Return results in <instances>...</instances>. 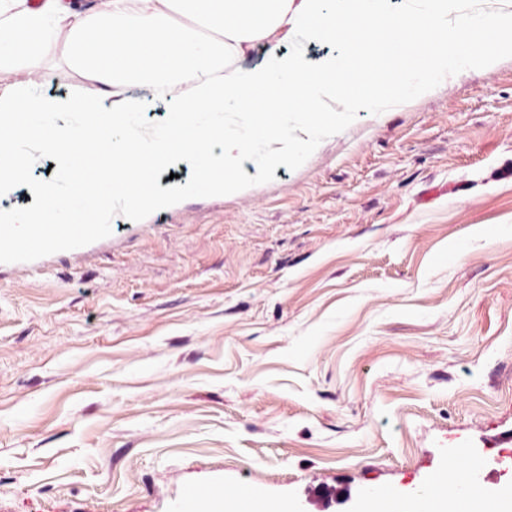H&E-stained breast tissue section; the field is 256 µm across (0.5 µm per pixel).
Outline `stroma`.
I'll return each instance as SVG.
<instances>
[{
	"label": "stroma",
	"instance_id": "obj_1",
	"mask_svg": "<svg viewBox=\"0 0 512 512\" xmlns=\"http://www.w3.org/2000/svg\"><path fill=\"white\" fill-rule=\"evenodd\" d=\"M52 59L40 91L98 95ZM239 176L0 264V512H360L461 448L512 495V53ZM207 484L192 485L187 489L188 512H235L231 500L224 498L228 496L236 502L237 512H288L283 501L266 498L254 491L248 485H239L224 490V494ZM214 495V496H213ZM212 496V497H211ZM211 497V498H209ZM209 498V499H206ZM206 499V500H201Z\"/></svg>",
	"mask_w": 512,
	"mask_h": 512
}]
</instances>
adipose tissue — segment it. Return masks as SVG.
Returning <instances> with one entry per match:
<instances>
[{"instance_id":"1","label":"adipose tissue","mask_w":512,"mask_h":512,"mask_svg":"<svg viewBox=\"0 0 512 512\" xmlns=\"http://www.w3.org/2000/svg\"><path fill=\"white\" fill-rule=\"evenodd\" d=\"M100 0L86 12L73 0H0V71L25 75L0 95V197L9 195L45 154H54L70 189L33 186L45 209L14 212L21 240L40 224H105L110 214L133 222L139 211H164L200 191L242 188V163L255 174L312 149L331 104L344 112L382 111L424 93L449 70L492 66L512 52V0L466 10L460 0ZM193 18L177 24L175 14ZM283 30L291 50H272L251 67L225 68ZM331 39L340 52L311 61L312 45ZM69 66L89 70L100 97L46 94L37 85L57 41ZM139 80L147 96L125 94ZM276 104L263 112L257 96ZM167 100L171 124L155 131L137 116L148 98ZM200 163L191 183L159 184L170 156ZM89 173L93 189L83 185Z\"/></svg>"}]
</instances>
